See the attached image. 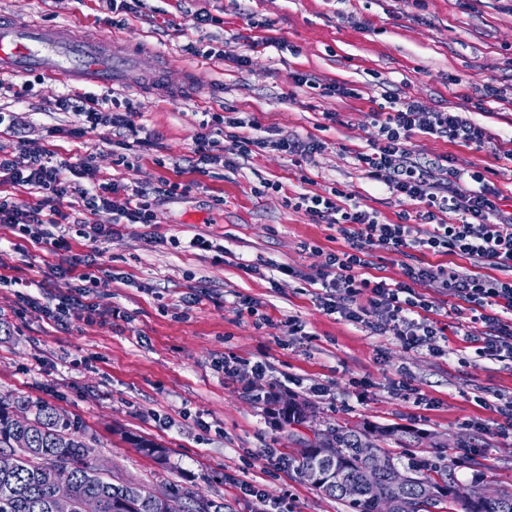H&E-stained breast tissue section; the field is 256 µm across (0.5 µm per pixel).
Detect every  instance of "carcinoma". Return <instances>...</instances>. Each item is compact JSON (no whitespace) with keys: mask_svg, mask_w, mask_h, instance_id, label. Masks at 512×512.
Returning <instances> with one entry per match:
<instances>
[{"mask_svg":"<svg viewBox=\"0 0 512 512\" xmlns=\"http://www.w3.org/2000/svg\"><path fill=\"white\" fill-rule=\"evenodd\" d=\"M395 440L409 449L406 459L382 448ZM420 437L395 427L378 430L359 424H338L299 450L298 468L305 477L313 469L324 482L313 487L343 500L352 512H512V491L476 498L456 488L454 472L444 457L419 455L412 447ZM90 442L70 418L41 401H0V452L14 466L0 470V512H55L44 472L63 467L71 472L68 512H84L89 498L100 512H174V496L136 483L116 485L90 462Z\"/></svg>","mask_w":512,"mask_h":512,"instance_id":"carcinoma-1","label":"carcinoma"}]
</instances>
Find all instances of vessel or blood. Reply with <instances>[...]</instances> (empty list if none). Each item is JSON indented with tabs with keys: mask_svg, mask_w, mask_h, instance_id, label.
<instances>
[{
	"mask_svg": "<svg viewBox=\"0 0 512 512\" xmlns=\"http://www.w3.org/2000/svg\"><path fill=\"white\" fill-rule=\"evenodd\" d=\"M42 74L63 82L118 86L150 85L164 90L161 69L145 70L133 52L103 38H90L66 26L45 28L0 18V75Z\"/></svg>",
	"mask_w": 512,
	"mask_h": 512,
	"instance_id": "1",
	"label": "vessel or blood"
}]
</instances>
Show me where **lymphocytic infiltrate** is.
Here are the masks:
<instances>
[{
	"label": "lymphocytic infiltrate",
	"instance_id": "lymphocytic-infiltrate-1",
	"mask_svg": "<svg viewBox=\"0 0 512 512\" xmlns=\"http://www.w3.org/2000/svg\"><path fill=\"white\" fill-rule=\"evenodd\" d=\"M389 104L385 119L374 122L377 132L371 150L357 154L356 160L371 180L394 196L414 202L415 213H403L397 223H384L377 211L363 208L360 202L339 205L336 190L328 196L301 193L288 200L289 207L304 212L312 223L335 225L345 242L344 249L336 252L311 249L313 255L325 257L318 269L323 289L319 306L375 332L392 330L403 346L424 347L441 356L446 328L434 319L435 306L422 292L436 281L462 301L471 323L483 325L482 333L469 336L476 354L512 358V212L501 208L499 191L481 169L449 167L448 182L441 186L428 178L430 161L413 157L408 147L420 131L480 150L487 134L459 112L429 111L417 100L399 97L390 98ZM55 108L78 117V127L70 131L74 137L108 126L122 129L127 137L138 133L128 99L111 90L100 95L71 90L57 99ZM236 142L244 158L255 148H272L291 157H307L322 149L313 138L273 139L254 134L237 137ZM84 165V158L59 160L47 149L22 147L11 155L0 154V186L29 187L42 194L33 204L0 195V227L20 239L46 245L51 252L69 251L70 243L61 229L68 218L63 210L68 195L81 201L88 215L85 236L93 241L111 234L114 215L134 224L152 223L154 187L106 178L86 188L76 181ZM377 241L394 255L404 256L411 250L457 255L472 260L480 270L409 267L405 280L390 283L371 273L372 246Z\"/></svg>",
	"mask_w": 512,
	"mask_h": 512
}]
</instances>
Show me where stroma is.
Here are the masks:
<instances>
[{
    "instance_id": "stroma-1",
    "label": "stroma",
    "mask_w": 512,
    "mask_h": 512,
    "mask_svg": "<svg viewBox=\"0 0 512 512\" xmlns=\"http://www.w3.org/2000/svg\"><path fill=\"white\" fill-rule=\"evenodd\" d=\"M122 24H113L105 0H0V13L44 26L67 24L91 36L141 50V65L161 62L171 87L194 69L202 94L174 103L145 88L131 93L139 138L148 142L135 169L116 166L121 138L105 128L77 138L59 135L76 125L73 113L53 110L66 84L40 76L14 78L15 98L0 89V111L10 113L15 133L0 131V153L49 148L59 157L88 164L80 182L115 177L154 187L188 186L183 196H159L150 224H118L111 236L75 237L70 257L91 255L97 277L95 313L71 305L67 326L45 313L72 295L74 281L42 284L46 265L59 263L46 246H0V276L31 281L37 306L0 287V397L43 401L61 411L91 440L97 467L113 483L136 482L190 498H223L224 512H256L242 496L244 479L287 512H350L323 496L300 473L298 448L313 434L344 422L396 426L422 434L424 455L470 456L483 463L481 481L512 489V428L496 408L512 402V358L479 357L463 335L456 297L438 284L425 288L448 327L445 355L408 349L393 332L380 335L326 314L310 277L319 259L311 245L342 248L336 229L314 224L286 199L299 192L354 195L381 220L398 222L410 210L367 178L354 157L366 151L377 111L387 96L414 98L429 110L464 112L491 137L482 150L415 133L409 148L435 160L452 157L460 168L489 169L491 184L512 211V162L498 148L512 139V0H128ZM205 9L220 25L193 28L190 12ZM265 28L252 27V20ZM270 40L269 48L259 43ZM196 53H189V46ZM248 56L246 65L235 58ZM306 73L317 88L297 84ZM334 83L355 97H328ZM501 89L483 97L485 84ZM255 118L270 137H314L323 148L301 166L271 149L236 155L232 128L214 133L219 163L198 172L187 159L205 113ZM336 113V121L326 113ZM278 193L254 194L261 182ZM223 206H215V197ZM201 236L208 250H185L172 238ZM375 275L404 280L406 266L447 264L471 270L458 256L372 249ZM258 265L249 273L244 263ZM295 275H288V268ZM248 299L253 314L243 313ZM303 334L288 333L289 319ZM243 368L225 382L226 358ZM267 366L252 376L254 362ZM431 398L416 406L396 395L401 377ZM295 398L309 407L305 423H275L266 394ZM162 444L160 464L133 443ZM277 449L285 468L267 464L263 449Z\"/></svg>"
}]
</instances>
